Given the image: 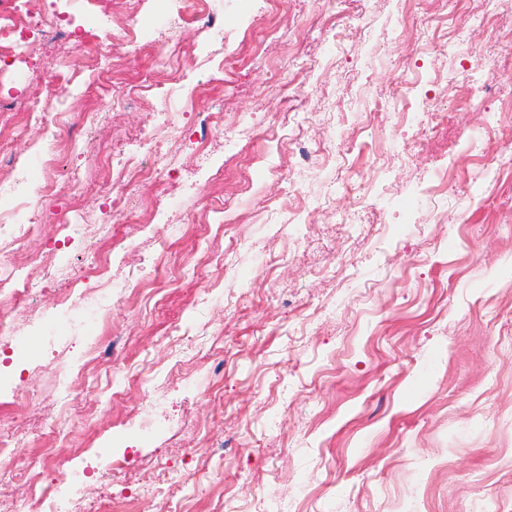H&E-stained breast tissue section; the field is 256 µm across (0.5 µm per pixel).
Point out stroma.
<instances>
[{"label":"stroma","mask_w":512,"mask_h":512,"mask_svg":"<svg viewBox=\"0 0 512 512\" xmlns=\"http://www.w3.org/2000/svg\"><path fill=\"white\" fill-rule=\"evenodd\" d=\"M213 7L238 60L229 84L205 59L206 31L168 28L154 0H111L139 37L194 45L179 69L201 87L192 104L165 72L123 97L122 81L152 60L113 41L95 0L60 8L97 32L116 98L97 126L84 129L83 114L98 94H65L90 77L68 38L0 75V162L39 182L40 152L53 148L79 169L87 224L99 223L112 181L100 157L147 127L165 99L189 130L202 112L255 122L242 143L251 187L225 177L218 132L206 170L192 141L171 145L181 195L143 183L116 198L114 274L125 290L106 328L79 310L59 317L49 288L18 314L25 352L0 373L29 378L0 398V422L29 441L24 471L52 467L58 495L88 512H119L125 484L105 464L130 447V476L149 487L156 512H220L228 491L243 512L256 493L267 512H512V150L502 149L512 82L488 74L512 64V15L502 0H464L439 19L404 0H288L270 18L266 0ZM266 22L274 39L253 45L249 32ZM428 38L438 50L416 67ZM477 51L485 67L472 65ZM437 76L452 99L445 121L436 130L423 116L409 146L392 139V113L361 134L344 113L352 100L373 109L404 79L423 100ZM474 82L485 92L462 101ZM35 101L64 113L54 138L18 126ZM474 132L479 153L461 143ZM334 135L349 153L316 156ZM305 149L299 193L286 195L288 160ZM344 167L364 177L363 193L341 186ZM443 177L451 189L433 199L434 222L421 223V192ZM72 201L63 178L34 201L27 253L53 244L56 213ZM303 202L306 223H269V212ZM349 213L357 223H342ZM203 292L218 305L194 311ZM96 338L104 358L88 363L78 402L63 405L58 383ZM113 360L128 374H113Z\"/></svg>","instance_id":"35a3bbf8"}]
</instances>
